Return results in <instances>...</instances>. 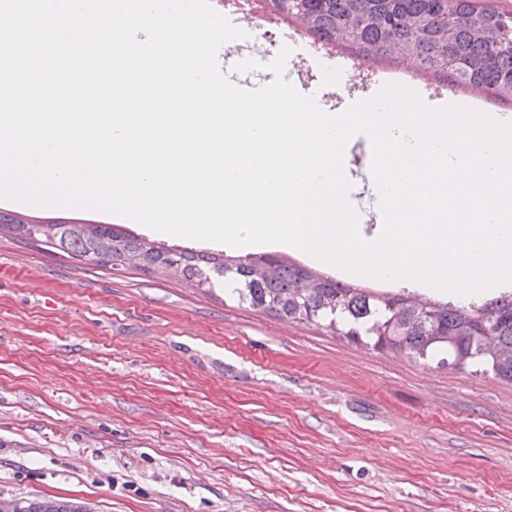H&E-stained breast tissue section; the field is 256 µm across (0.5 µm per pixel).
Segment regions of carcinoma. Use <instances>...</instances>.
Wrapping results in <instances>:
<instances>
[{
  "mask_svg": "<svg viewBox=\"0 0 512 512\" xmlns=\"http://www.w3.org/2000/svg\"><path fill=\"white\" fill-rule=\"evenodd\" d=\"M279 18L326 49L409 61L454 88L486 89L512 101V10L491 0H271ZM459 68L448 71L447 52ZM83 261L180 277L223 288L239 303L305 321L416 363L472 368L512 382V291L467 303L426 298L410 288H369L326 276L273 253L226 255L158 245L119 224H25L0 210V231ZM20 512H91L87 503L19 499Z\"/></svg>",
  "mask_w": 512,
  "mask_h": 512,
  "instance_id": "1",
  "label": "carcinoma"
}]
</instances>
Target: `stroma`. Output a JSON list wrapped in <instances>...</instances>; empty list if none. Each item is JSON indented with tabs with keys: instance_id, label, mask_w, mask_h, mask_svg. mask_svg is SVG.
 I'll return each mask as SVG.
<instances>
[{
	"instance_id": "obj_1",
	"label": "stroma",
	"mask_w": 512,
	"mask_h": 512,
	"mask_svg": "<svg viewBox=\"0 0 512 512\" xmlns=\"http://www.w3.org/2000/svg\"><path fill=\"white\" fill-rule=\"evenodd\" d=\"M326 112L383 79L254 35ZM348 160L364 236L380 198ZM0 497L93 512H512V383L0 237ZM20 502L19 512H91L92 509L87 503L78 500H58L53 498L42 499H18Z\"/></svg>"
}]
</instances>
